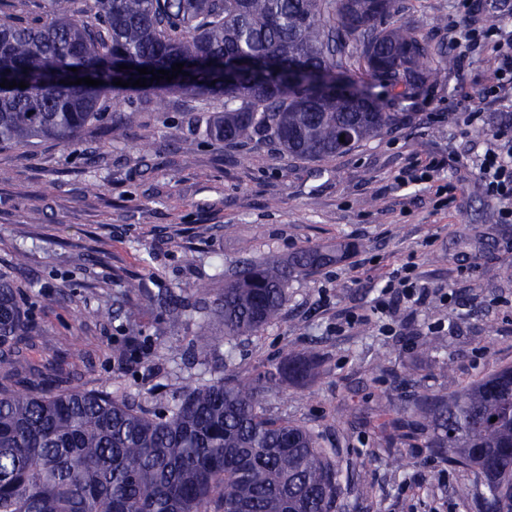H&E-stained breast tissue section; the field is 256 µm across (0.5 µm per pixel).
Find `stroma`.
<instances>
[{"label": "stroma", "mask_w": 512, "mask_h": 512, "mask_svg": "<svg viewBox=\"0 0 512 512\" xmlns=\"http://www.w3.org/2000/svg\"><path fill=\"white\" fill-rule=\"evenodd\" d=\"M453 21L512 28V0H476L466 15L456 0H400L393 22L424 34L432 75L403 98L383 79L354 74L398 122L331 159L295 158L269 141L212 142L206 122L223 101L179 91L161 107L130 92L139 121L119 137L96 124L68 147L1 144L0 276L22 293L31 358L55 363L78 348L85 363L72 385L117 388L163 409L215 364L252 375L316 352L319 375L283 383L269 410L322 434L344 512H477L485 485L476 470L449 465L423 441L389 437L391 398L452 394L512 366V223H501L470 172L512 114L489 98L478 127L449 119V106L474 98L493 72L487 54L461 57ZM441 156L445 205L427 185L397 184L416 161ZM336 245L342 259L294 277L279 317L260 332L228 341L216 316L166 319L163 302L195 300L201 284L219 292L223 271L243 259ZM19 250L26 264H15ZM405 272L427 286L426 298L377 312L381 288ZM132 277L148 300L120 301ZM97 310L102 319H89ZM352 314L363 322L347 326ZM202 332L220 338L206 358L186 350ZM132 336L144 339L145 357L119 363L112 347Z\"/></svg>", "instance_id": "1"}]
</instances>
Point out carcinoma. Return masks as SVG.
<instances>
[{
    "instance_id": "obj_1",
    "label": "carcinoma",
    "mask_w": 512,
    "mask_h": 512,
    "mask_svg": "<svg viewBox=\"0 0 512 512\" xmlns=\"http://www.w3.org/2000/svg\"><path fill=\"white\" fill-rule=\"evenodd\" d=\"M49 2L56 10L48 22L0 15V79L28 84L0 87V145L68 146L96 122L121 133L138 112L113 81L150 79L137 68L182 63L188 75L139 91L159 106L163 89L222 97L211 139L244 145L267 137L297 158L329 159L395 118L358 86L350 101L320 96L314 83L362 70L407 95L420 86L429 55L417 27L385 26L398 0H94L86 18L68 14L63 0ZM84 77L104 84H74ZM107 96L115 119L102 111ZM341 258L306 247L286 265H237L209 300L224 338L274 321L295 273ZM32 333L18 291L0 279V512H336L342 489L320 434L264 408L282 382L320 373L316 353L286 357L256 376L227 368L156 411L106 387L56 390L58 375L32 364L46 389L30 388L14 369L27 361ZM143 354L134 342L112 347L120 361ZM396 408L394 429L483 474L478 512H512L511 366L450 396H401Z\"/></svg>"
}]
</instances>
